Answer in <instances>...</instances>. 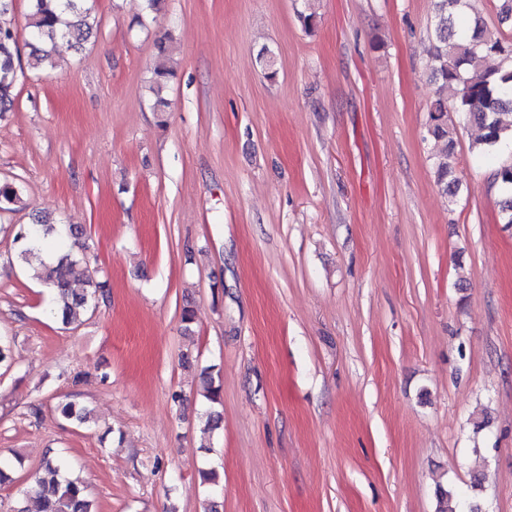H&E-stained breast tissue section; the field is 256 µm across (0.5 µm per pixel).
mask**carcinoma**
I'll list each match as a JSON object with an SVG mask.
<instances>
[{
	"mask_svg": "<svg viewBox=\"0 0 512 512\" xmlns=\"http://www.w3.org/2000/svg\"><path fill=\"white\" fill-rule=\"evenodd\" d=\"M467 8V0H434V42L428 60L430 78L436 85L428 111V133L435 141L445 143L436 156L435 178L442 192L451 196L458 192V182L453 177L448 113L457 114L481 130L473 146L481 156L512 141V36L488 27L480 16L467 13ZM96 26L92 0H31L29 27L41 46L32 49L29 65L35 69L53 67L52 50L58 42L80 50ZM157 47L161 61L153 68L151 91L154 108L163 112L168 107L163 91L174 71L168 66L166 41L159 40ZM492 57L498 59L497 67L485 68V60ZM19 60L16 33L0 25V118L13 111ZM495 176L505 193L500 204L502 223L512 224V165L499 167ZM21 203L23 193L19 186L0 184V210ZM82 235V228L66 227L41 214L30 224L17 225L14 233L19 262L30 261L45 248L54 252L51 261H40L38 278L49 291L51 312L65 325L76 323L80 311L106 299L105 285L93 280L89 272ZM79 276L89 284L80 293L72 288ZM60 413L79 423L89 419V411L74 401L62 404ZM45 468L49 477L38 478L28 489L41 502V512H95L83 482L61 475L65 470L61 460L48 461Z\"/></svg>",
	"mask_w": 512,
	"mask_h": 512,
	"instance_id": "1",
	"label": "carcinoma"
}]
</instances>
